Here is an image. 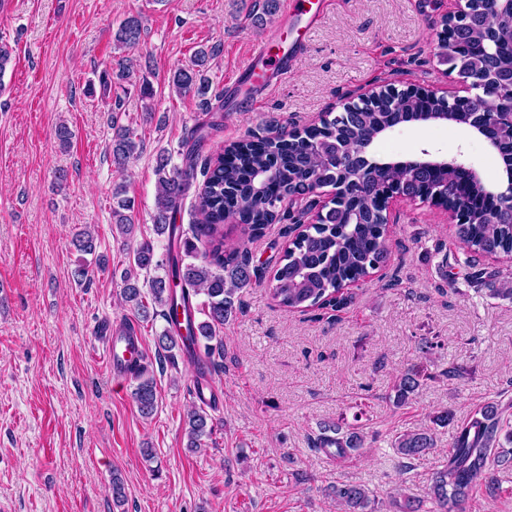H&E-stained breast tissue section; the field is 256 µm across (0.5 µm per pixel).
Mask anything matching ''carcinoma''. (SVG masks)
<instances>
[{
    "label": "carcinoma",
    "instance_id": "cac0c4a2",
    "mask_svg": "<svg viewBox=\"0 0 512 512\" xmlns=\"http://www.w3.org/2000/svg\"><path fill=\"white\" fill-rule=\"evenodd\" d=\"M467 23L457 27L458 37L470 44L488 42L490 32L512 28L511 13L489 12L483 0H471ZM142 35L137 16L125 18L114 34L119 47H135ZM213 50L200 48L190 64L174 71L172 85L179 94H193L212 110L207 72ZM465 74L483 81L494 72L512 77V46L505 44L485 58L478 67L464 65ZM439 104L416 93L383 94L371 102L325 118L321 125L303 130L283 131L273 137H252L234 142L209 156L200 155L206 124L196 126L182 141V165L171 164V157H156V200L153 231L166 240L167 260L156 258L154 246L144 241L133 251V260L121 274V296L144 321L183 310L191 345L203 350L208 359L223 349L224 324L239 310V292L261 282L259 268L245 247L224 244V224L234 223L258 238L285 214L276 206L283 197L302 195L313 188L336 187L348 181L353 185L346 201L331 199L318 223L306 224L285 249L275 270L273 298L289 312L338 308L347 297L344 290L380 268L390 258V245L384 220L388 191L399 190L410 200L433 202L437 206L468 203L467 220L456 225L463 249L472 256H512V204L499 202L488 193L480 176L464 179L461 166L428 169L420 162L378 163L365 157L383 132L408 121H426ZM121 99L111 109L113 130L108 145L115 167L122 171L142 150V139L131 126L119 124ZM450 124L469 128H497L499 136L512 138V126L495 112L445 111ZM196 210L201 221L184 227L178 223L182 201L197 175ZM123 185L113 189L118 206L112 208L120 234L131 237L135 231L134 203L121 197ZM72 247L83 255L104 262L97 253V238L90 231H76ZM167 269L160 276L156 271ZM203 297L199 303L197 297ZM179 321L157 336L158 352L175 362L173 350H185L178 338ZM136 381L132 396L144 417L151 416L158 404V392L148 365L130 367ZM425 374L420 367H408L393 386L394 404L402 406L416 394ZM506 406L500 400L486 402L469 420L456 427L448 446V458L430 479L434 512H466L465 504L474 492L485 487L489 494L499 490L497 468L512 462V427L503 420ZM207 411L196 408L187 415L189 448L203 446L211 433ZM365 445L357 428L339 426L323 429L316 447L339 462L360 456ZM392 448L409 468L412 461L434 448V437L425 429L406 431L392 440ZM336 501L343 512H369L368 491L357 483L336 485Z\"/></svg>",
    "mask_w": 512,
    "mask_h": 512
}]
</instances>
